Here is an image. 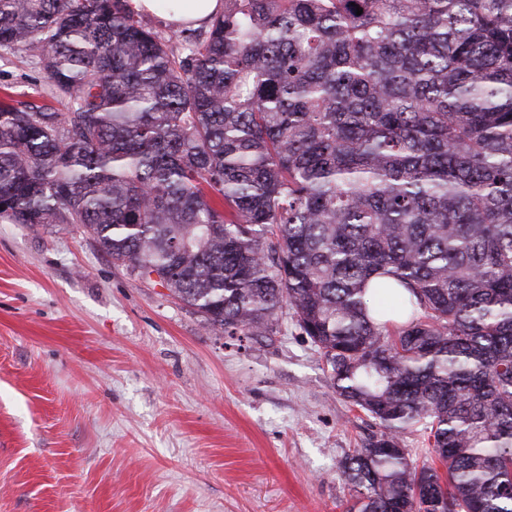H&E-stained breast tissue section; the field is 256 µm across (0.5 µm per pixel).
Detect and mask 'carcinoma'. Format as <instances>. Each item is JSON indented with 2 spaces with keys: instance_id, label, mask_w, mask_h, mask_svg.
<instances>
[{
  "instance_id": "1",
  "label": "carcinoma",
  "mask_w": 512,
  "mask_h": 512,
  "mask_svg": "<svg viewBox=\"0 0 512 512\" xmlns=\"http://www.w3.org/2000/svg\"><path fill=\"white\" fill-rule=\"evenodd\" d=\"M175 35L0 0L70 104L0 101V222L78 224L229 336L291 316L380 428L354 512H512V0H224ZM403 448H406L410 458L418 463H433L435 457L428 445L427 434L421 425H416L403 435Z\"/></svg>"
}]
</instances>
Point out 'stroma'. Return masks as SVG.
Masks as SVG:
<instances>
[{"mask_svg": "<svg viewBox=\"0 0 512 512\" xmlns=\"http://www.w3.org/2000/svg\"><path fill=\"white\" fill-rule=\"evenodd\" d=\"M67 111L0 50V99ZM378 430L289 316L227 336L75 224L0 223V512H347Z\"/></svg>", "mask_w": 512, "mask_h": 512, "instance_id": "stroma-1", "label": "stroma"}]
</instances>
